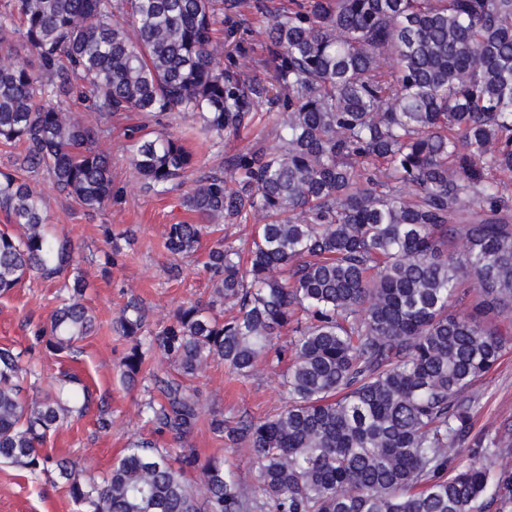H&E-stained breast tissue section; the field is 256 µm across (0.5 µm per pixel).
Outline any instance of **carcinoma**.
<instances>
[{"mask_svg": "<svg viewBox=\"0 0 512 512\" xmlns=\"http://www.w3.org/2000/svg\"><path fill=\"white\" fill-rule=\"evenodd\" d=\"M244 11L265 15L267 0H0V49L27 52L0 62V143L19 146L0 170L16 226L0 232V294L69 271L36 339L70 357L97 330L40 184L90 214L112 207L122 190L99 138L115 118L145 190L196 175L182 197L193 221L167 225L165 245L211 286L156 332L136 303L112 322L130 342L127 385L155 351L177 373H150L139 408L165 446L131 442L99 481L43 451L92 392L66 374L31 396L35 372L0 348V462L56 471L76 512H512V469L481 460L512 448V419L475 434L465 396L506 345L487 319L512 317V0H288L261 32L269 86L225 67L215 40L224 14ZM263 99L278 105L273 144L253 140L218 168L180 135L145 132L182 114L214 146ZM220 224L253 225L251 242L219 237L199 260ZM105 237L116 267L131 231ZM468 280L475 302L449 312ZM214 362L243 377L285 367L280 411L207 420L253 456L258 498L224 458L187 447L202 422L190 381ZM461 448L470 463L449 469Z\"/></svg>", "mask_w": 512, "mask_h": 512, "instance_id": "obj_1", "label": "carcinoma"}]
</instances>
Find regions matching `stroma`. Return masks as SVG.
<instances>
[{
	"label": "stroma",
	"mask_w": 512,
	"mask_h": 512,
	"mask_svg": "<svg viewBox=\"0 0 512 512\" xmlns=\"http://www.w3.org/2000/svg\"><path fill=\"white\" fill-rule=\"evenodd\" d=\"M268 15H233L224 20V48L231 51L244 72L267 80L258 65L263 56L258 34L268 24ZM274 135L273 110L259 102L255 118L240 137L206 149H197L201 164L216 167L225 155L236 152L256 137ZM101 148L112 155V178L122 187V195L100 214H87L75 202L45 189L44 206L53 231L67 235L82 257L81 268L88 282L85 302L99 325L84 339L77 356L59 358L39 345L33 333L38 323H47L63 295L57 285L38 280L12 293L0 295V348L30 350L40 373L39 388L51 386L64 370L84 377L93 391L94 405L82 418L64 423L46 443L49 452L73 461L86 475L103 477L122 454L128 441L149 436L139 407L148 394L143 386L125 387L119 364L128 343L111 332L110 326L128 301L140 303L147 330L165 325L175 308L187 300H208L210 289L204 275L175 277L176 260L164 247L167 225L190 220L182 206V190L164 196L145 191L138 174L126 157L122 123L112 125L111 137L101 139ZM133 229L126 257L117 267L106 268L107 249L103 230ZM196 385L204 412L217 411L225 418L257 420L273 413L285 401L281 370L259 366L250 376H231L224 365L214 364L200 374ZM474 406V428L496 432L505 418L512 416V341L499 363L469 390ZM107 412L112 420L108 431H100L96 418ZM201 457L221 456L235 478L246 487L257 485V470L250 452L242 447L229 449L214 439L207 427H200L191 440ZM0 512H75L55 473L35 475L0 464Z\"/></svg>",
	"instance_id": "obj_1"
}]
</instances>
